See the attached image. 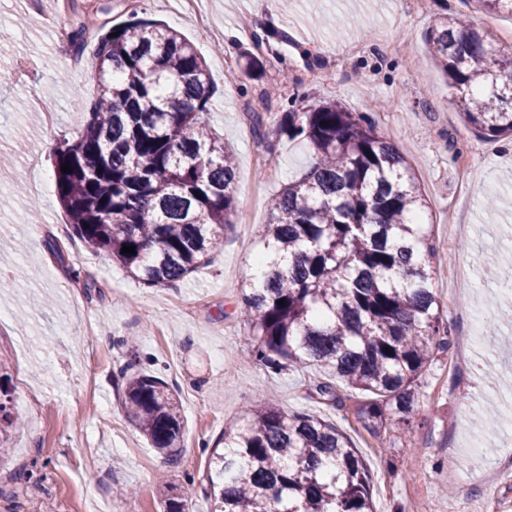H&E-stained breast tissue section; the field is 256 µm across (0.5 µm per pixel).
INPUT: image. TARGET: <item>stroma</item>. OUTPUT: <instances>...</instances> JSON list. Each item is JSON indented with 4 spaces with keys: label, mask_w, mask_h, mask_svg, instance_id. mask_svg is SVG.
Wrapping results in <instances>:
<instances>
[{
    "label": "stroma",
    "mask_w": 512,
    "mask_h": 512,
    "mask_svg": "<svg viewBox=\"0 0 512 512\" xmlns=\"http://www.w3.org/2000/svg\"><path fill=\"white\" fill-rule=\"evenodd\" d=\"M102 2L39 0L34 10L0 0V155L11 159L0 168V387L12 420L0 512H164L163 484L191 512H211L203 446L268 395L350 437L375 512H512V273H488L512 257V142L464 122L426 44L445 13L467 14L495 45L512 16L473 0H424L420 10L412 0H205L204 28L177 0H112L115 21L135 10L193 42L217 88L211 124L238 164L223 248L177 287L149 288L85 247L55 193L53 151L81 129L96 93L92 55L74 57L70 23ZM251 60L260 67L247 78ZM328 101L370 115L412 163L448 335L473 339L468 363L450 347L435 354L411 424L390 420L378 435L357 420L352 389L335 384L330 401L315 391L316 370L275 373L253 359L241 315L267 202L306 158L277 123ZM130 361L164 378L182 405L177 459L152 451L123 412ZM118 486L135 498L115 495Z\"/></svg>",
    "instance_id": "stroma-1"
}]
</instances>
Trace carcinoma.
Segmentation results:
<instances>
[{
	"instance_id": "obj_1",
	"label": "carcinoma",
	"mask_w": 512,
	"mask_h": 512,
	"mask_svg": "<svg viewBox=\"0 0 512 512\" xmlns=\"http://www.w3.org/2000/svg\"><path fill=\"white\" fill-rule=\"evenodd\" d=\"M96 13L106 19H85L69 35L79 58L94 34L98 95L79 136L54 153L57 198L88 248L148 287H173L224 244L237 167L210 124L213 82L193 43L135 12L115 23L108 3ZM427 45L466 122L512 137V51L493 48L463 14L437 17ZM277 133L304 143L308 158L268 205L261 259L277 271L250 281L243 301L252 356L274 371L317 367L359 391L367 400L358 414L373 430L391 404L405 425L415 382L448 333L425 197L370 117L339 102L285 112ZM133 368L120 370L126 417L153 450L178 455L183 418L173 390ZM208 469L214 512H373L370 474L347 434L273 399L224 432ZM171 492L162 488L166 512H189Z\"/></svg>"
}]
</instances>
